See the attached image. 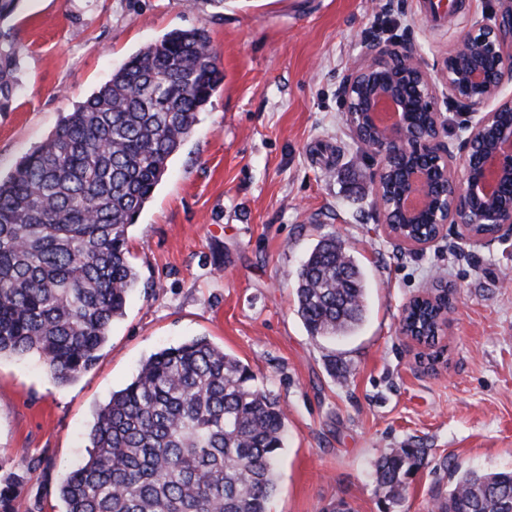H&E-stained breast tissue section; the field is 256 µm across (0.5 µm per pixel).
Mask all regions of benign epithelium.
<instances>
[{
  "mask_svg": "<svg viewBox=\"0 0 512 512\" xmlns=\"http://www.w3.org/2000/svg\"><path fill=\"white\" fill-rule=\"evenodd\" d=\"M377 57L358 60L339 88L348 131L379 164L373 173L376 223L394 241L421 251L434 239L414 240L393 226L390 205L404 223L423 220L455 229L457 239L478 245L484 239L473 224H493L487 240L512 238V200L490 205L503 172L512 182V98L502 97L512 82V0H498L489 15L474 18L445 57L441 77L448 107L464 118L465 136L454 154L446 138L448 118L440 111L430 73L407 42L377 43ZM393 106L397 120L385 123L381 113ZM428 117L417 132L413 118Z\"/></svg>",
  "mask_w": 512,
  "mask_h": 512,
  "instance_id": "1",
  "label": "benign epithelium"
}]
</instances>
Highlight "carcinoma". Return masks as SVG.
I'll list each match as a JSON object with an SVG mask.
<instances>
[{
  "instance_id": "cac0c4a2",
  "label": "carcinoma",
  "mask_w": 512,
  "mask_h": 512,
  "mask_svg": "<svg viewBox=\"0 0 512 512\" xmlns=\"http://www.w3.org/2000/svg\"><path fill=\"white\" fill-rule=\"evenodd\" d=\"M0 0V112L17 97L20 47ZM224 81L205 28L129 57L49 137L0 178V356L36 354L65 384L91 368L137 274L128 228L197 114ZM366 283L341 240H320L297 272V313L313 337L353 331ZM440 305L414 301L404 327L435 344ZM240 360L205 337L164 348L112 393L88 457L62 473L64 512H270L286 414ZM427 463L423 448L374 463L393 504ZM445 512H512V471L462 473Z\"/></svg>"
}]
</instances>
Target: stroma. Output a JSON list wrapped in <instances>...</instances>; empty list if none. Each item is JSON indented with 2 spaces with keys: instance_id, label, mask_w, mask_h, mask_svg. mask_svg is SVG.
I'll list each match as a JSON object with an SVG mask.
<instances>
[{
  "instance_id": "stroma-1",
  "label": "stroma",
  "mask_w": 512,
  "mask_h": 512,
  "mask_svg": "<svg viewBox=\"0 0 512 512\" xmlns=\"http://www.w3.org/2000/svg\"><path fill=\"white\" fill-rule=\"evenodd\" d=\"M20 0V91L0 112V175L141 48L205 28L224 82L128 229L139 278L96 363L56 383L36 356L0 357V480L13 512H63L57 482L87 457L96 410L162 348L207 337L284 408L271 512H431L458 473L512 470V239L460 248L454 230L416 252L372 208L373 161L350 136L338 89L375 36L413 43L432 79L495 0ZM365 269V317L314 339L296 272L322 237ZM444 280L455 307L428 349L400 335L405 305ZM423 448L429 465L389 503L373 462Z\"/></svg>"
}]
</instances>
